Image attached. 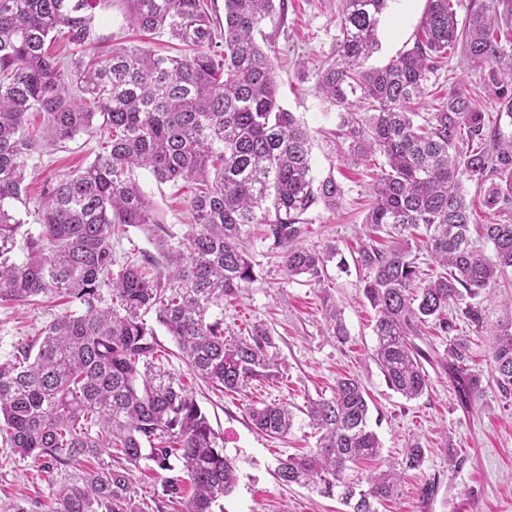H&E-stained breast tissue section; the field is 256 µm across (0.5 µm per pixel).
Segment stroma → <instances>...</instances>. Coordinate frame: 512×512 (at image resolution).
Segmentation results:
<instances>
[{
    "label": "stroma",
    "instance_id": "stroma-1",
    "mask_svg": "<svg viewBox=\"0 0 512 512\" xmlns=\"http://www.w3.org/2000/svg\"><path fill=\"white\" fill-rule=\"evenodd\" d=\"M338 0H285V11L264 26L278 59V100L287 110L299 113L314 137L317 175L335 172L345 188L340 208L317 209L309 214L301 242L319 248L333 242L343 257H350L366 229L371 178L365 168L336 169L330 143L336 128V112L320 99L316 74L336 43ZM426 0H392L379 27L380 49L371 58L374 66L388 63L409 48L419 30ZM121 0H111L97 10L105 37L104 48L134 43L166 55L167 41L136 30L124 19ZM99 134H81L73 141L47 148L42 166L27 180V205L20 216L35 227L36 211L47 186L63 175L85 167L99 148ZM136 179L158 211L166 227L177 235L189 231L191 216L188 188L158 183L140 170ZM246 246L255 266L256 279L239 302L225 307L224 327L239 332L249 325L264 324L277 344V359L284 379L277 384H253L230 396L211 389L191 375L178 358L177 348L164 328L156 336L166 349V369L188 389L206 412L215 431L224 437V452L237 466L239 480L222 503L224 512H347L337 498L321 496L300 485L280 484L274 469L277 459L314 447L316 439L303 410L310 400L327 397L337 377L352 374L364 384L372 403L374 431L382 446L383 461H397L411 440L425 449L420 469L407 472L398 497L380 506L379 512H512V399L502 397L491 363L492 327L512 320V271L501 279L493 300L486 302V331L459 324L466 336L474 369L483 375L484 393L471 405H462L443 367L428 369L430 386L420 398L406 399L387 386L372 358L376 338L374 312L359 287L356 269L339 270L328 265L324 287L305 278H288L281 258L264 241L257 225L246 228ZM67 305L32 302H0V360L9 358L22 338L56 316ZM340 315L347 330L346 342L334 336L331 313ZM285 402L296 409L292 432L273 438L256 430L248 416L251 404ZM456 451L460 465L448 462ZM37 465L0 447V499L26 497L33 512H44L52 489L37 476ZM438 476L433 499L422 501L417 488L426 477Z\"/></svg>",
    "mask_w": 512,
    "mask_h": 512
}]
</instances>
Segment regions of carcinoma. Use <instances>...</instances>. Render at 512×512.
<instances>
[{
  "label": "carcinoma",
  "mask_w": 512,
  "mask_h": 512,
  "mask_svg": "<svg viewBox=\"0 0 512 512\" xmlns=\"http://www.w3.org/2000/svg\"><path fill=\"white\" fill-rule=\"evenodd\" d=\"M109 2L0 0V301L58 298L71 307L0 362V444L48 474L50 512H149L133 485L143 459L167 502L214 512L235 488L236 465L193 392L160 363L145 315L212 389L278 382L267 327L224 329V305L254 278L243 229L263 225L285 274L320 286L328 265L346 260L333 243L301 245V225L318 208L337 209L345 189L331 173L314 174L310 130L278 103L276 57L256 40L285 0H224L219 32L206 0H124L130 24L177 41L176 56L100 51L94 10ZM388 2L339 0L336 47L316 88L336 109L337 162L374 166L368 232L353 258L375 312L373 358L391 390L415 399L428 389L423 362L431 360L417 341L426 329L446 336L440 361L467 405L484 391L482 374L468 364L448 309L484 328L483 298L512 269V0H427L412 46L368 68ZM61 32L67 62L45 49ZM455 58L481 70L495 120L465 88L429 90ZM36 117L49 146L95 130L108 139L86 167L47 188L38 227L26 230L19 204L43 156L26 133ZM137 169L193 186L182 237L163 225ZM129 227L147 234L157 255L117 261L114 244ZM414 249L435 265L426 280ZM493 336L496 385L511 397L512 323ZM303 414L319 433L316 447L277 459L276 479L335 496L349 512H378L405 471L424 462L415 441L399 465L365 469L381 446L356 376L336 378L331 397L309 401ZM249 417L269 436L295 424L287 404H254ZM104 455L109 463L90 466Z\"/></svg>",
  "instance_id": "obj_1"
}]
</instances>
